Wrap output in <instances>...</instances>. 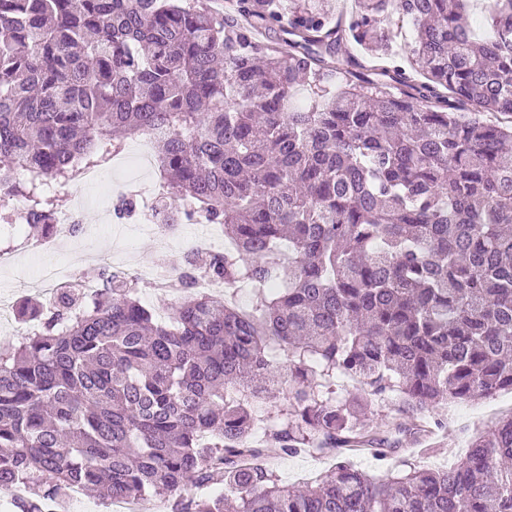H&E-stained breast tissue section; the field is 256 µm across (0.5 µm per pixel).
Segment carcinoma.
<instances>
[{
  "instance_id": "1",
  "label": "carcinoma",
  "mask_w": 512,
  "mask_h": 512,
  "mask_svg": "<svg viewBox=\"0 0 512 512\" xmlns=\"http://www.w3.org/2000/svg\"><path fill=\"white\" fill-rule=\"evenodd\" d=\"M0 0V220L26 206L53 231L46 185L80 180L153 136L164 224L198 216L230 249L189 252L182 301L146 308L127 273L93 270L15 318L35 330L0 347V490L17 512L71 487L172 512H512V416L443 468L378 480L344 462L284 486L258 460L275 443L377 444L426 432L439 404L512 391V0ZM414 32L394 60V18ZM354 43L363 56L338 69ZM253 286L250 307L195 291ZM391 393L410 426L371 428ZM288 387L259 419L253 403ZM224 484L235 500L183 496Z\"/></svg>"
}]
</instances>
